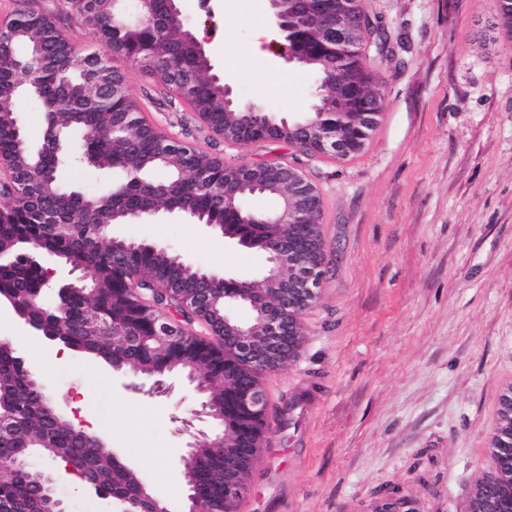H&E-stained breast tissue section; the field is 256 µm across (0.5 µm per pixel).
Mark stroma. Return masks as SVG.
Listing matches in <instances>:
<instances>
[{
  "label": "stroma",
  "mask_w": 512,
  "mask_h": 512,
  "mask_svg": "<svg viewBox=\"0 0 512 512\" xmlns=\"http://www.w3.org/2000/svg\"><path fill=\"white\" fill-rule=\"evenodd\" d=\"M214 73L240 108L302 119L317 77L278 51L284 34L269 0H181ZM395 53L364 147L345 159L275 140L242 147L214 134L143 64L114 55L145 122L226 164L276 162L318 190L329 249L319 297L303 316L297 357L267 373V436L289 449L252 468L258 512H348L351 499L388 488L467 512L489 469L503 394L512 388V23L502 0H369ZM53 18L78 54L98 49L67 0H0ZM62 185L93 197L121 174L70 160ZM115 236L168 249L192 265L260 280L265 253L187 216L159 212L116 224ZM22 350L72 422L101 436L181 512V421L201 402L173 376L167 395L128 390L131 375L30 339ZM309 404L296 408L295 394ZM71 512H111V500L64 473Z\"/></svg>",
  "instance_id": "stroma-1"
}]
</instances>
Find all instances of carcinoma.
I'll return each instance as SVG.
<instances>
[{"instance_id":"carcinoma-1","label":"carcinoma","mask_w":512,"mask_h":512,"mask_svg":"<svg viewBox=\"0 0 512 512\" xmlns=\"http://www.w3.org/2000/svg\"><path fill=\"white\" fill-rule=\"evenodd\" d=\"M78 21L92 28L99 44L136 63L144 64L156 82L180 95L201 115L218 135L239 123L240 110L229 107L224 83L211 73L212 64L204 53L187 46L181 21L157 0L154 17L141 25L123 22L113 0H69ZM380 21L371 28L375 58L387 56V32H378ZM14 36L0 43V156L23 178L21 193L11 207L0 211V252L53 253L90 275L89 288H76L59 297L54 308L44 302L47 287L42 285L40 266L27 260L0 264V289H9L18 299V315L43 324L59 334L70 349L106 359L126 360L127 367L143 376H161L194 367L212 387V394L225 408L243 417V436L265 433V416L239 411L237 385L250 384L252 369L241 366L224 348V337L187 338L167 348L152 344L124 345L110 336L91 335L85 329L92 315L129 327L145 338L154 335L155 324L146 301L177 308L188 320L197 315L193 308L180 306L177 296L209 288L219 294L236 293L230 277L208 282L201 270L188 262L176 263V256L156 246L138 243L112 252V237L97 233L96 226L112 224L114 214L136 213L146 219L166 210H187L210 224H231L243 237L272 239L280 227L272 216L257 215L256 223H242L248 210L221 204L211 188L231 182L238 167L178 144L159 148L161 133L139 117L138 102L121 90L101 98L91 76L72 66L76 55L72 43L60 34L54 21L42 14H26L13 26ZM295 45L309 54H336L344 65L360 73L364 89L372 88L378 75L364 64V50H347L322 32L300 30ZM95 68H106L124 85V76L97 51L85 54ZM318 102L311 118L329 128H340L355 144L366 140V128L352 113L360 111L356 96L340 108L322 105L329 86L318 74ZM25 97L39 103L45 115L46 132L42 147L35 151L17 120V102ZM72 128L85 132L83 153L102 168L118 169L124 180L112 191L90 199L64 189L47 175L58 172L66 155V134ZM53 213L61 224H69L61 234L48 223ZM0 410L10 415L0 433V512H22L37 507L40 485L23 464L39 448H51L48 461L70 458L90 451V463L98 483L105 490L136 492L140 476L119 464L106 443L89 440L77 429L50 412L46 390L33 382L21 366L20 356L9 343L0 347ZM197 490L218 494L223 483L222 466L212 461L209 450L197 460ZM493 474L512 470V438L500 440L490 460ZM502 507L512 512V483L491 487Z\"/></svg>"}]
</instances>
